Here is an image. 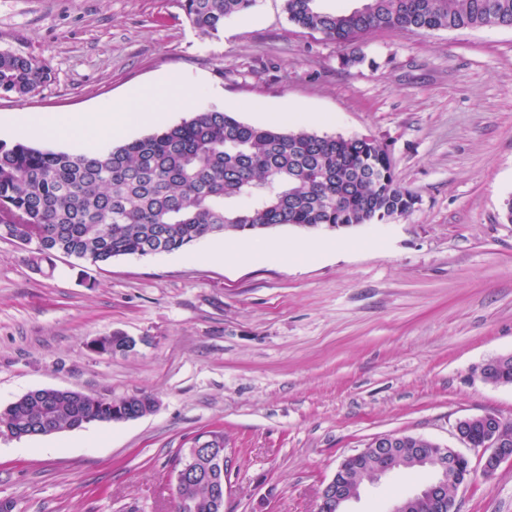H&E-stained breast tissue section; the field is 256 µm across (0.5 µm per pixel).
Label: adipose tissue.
Instances as JSON below:
<instances>
[{
    "label": "adipose tissue",
    "instance_id": "ef3b65f1",
    "mask_svg": "<svg viewBox=\"0 0 512 512\" xmlns=\"http://www.w3.org/2000/svg\"><path fill=\"white\" fill-rule=\"evenodd\" d=\"M189 105L190 95L183 82L176 77H165L133 90L112 108L79 113L22 112L14 126L22 137L47 136L96 149L129 130L161 125L171 114Z\"/></svg>",
    "mask_w": 512,
    "mask_h": 512
}]
</instances>
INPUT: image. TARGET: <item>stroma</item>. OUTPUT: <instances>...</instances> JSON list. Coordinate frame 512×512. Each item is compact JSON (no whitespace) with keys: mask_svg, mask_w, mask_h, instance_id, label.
<instances>
[{"mask_svg":"<svg viewBox=\"0 0 512 512\" xmlns=\"http://www.w3.org/2000/svg\"><path fill=\"white\" fill-rule=\"evenodd\" d=\"M346 46L259 0L219 36L178 0H0V50L51 80L0 97V140L19 112H88L165 74L195 104L267 125L367 137L389 154L414 208L386 224L266 232L318 258L190 261L183 252L105 265L61 256L37 270L0 241V406L37 389L115 399L147 393L144 417L0 439V501L13 512H171L172 460L224 430V512H316L342 458L375 435L458 448L457 421L512 420V386L479 367L512 354V27L374 31ZM121 331L136 348L100 356ZM417 483L383 478L349 512H391ZM458 512H512V461L455 492ZM122 336H117V340L114 341L113 347H112V338L114 339V336L116 334L114 333H108L106 335L100 336L97 339L91 341V342H97L100 350L107 354H117V353H127L129 352L128 349L133 348L136 346V340L132 336H128L127 334L121 333ZM90 342V343H91ZM89 343V344H90ZM87 344V346L89 345ZM89 350L100 355H106L101 353L94 344H91L88 346Z\"/></svg>","mask_w":512,"mask_h":512,"instance_id":"obj_1","label":"stroma"}]
</instances>
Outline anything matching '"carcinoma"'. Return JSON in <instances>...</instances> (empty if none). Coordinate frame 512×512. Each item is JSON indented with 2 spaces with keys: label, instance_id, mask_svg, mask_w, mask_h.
<instances>
[{
  "label": "carcinoma",
  "instance_id": "obj_1",
  "mask_svg": "<svg viewBox=\"0 0 512 512\" xmlns=\"http://www.w3.org/2000/svg\"><path fill=\"white\" fill-rule=\"evenodd\" d=\"M258 0H179L203 37L252 10ZM288 21L349 44L375 30H457L512 26V0H364L330 10L321 0H283ZM50 81L38 60L0 50V97L22 100ZM416 203L388 153L365 137L256 127L217 107L107 151H53L0 142V239L29 247L37 269L59 255L108 264L115 258L181 251L202 238L257 236L267 226L348 228L408 213ZM151 407L146 393L123 397ZM109 409L81 391H31L0 408V425L21 436L105 422ZM212 512L204 477L183 484Z\"/></svg>",
  "mask_w": 512,
  "mask_h": 512
}]
</instances>
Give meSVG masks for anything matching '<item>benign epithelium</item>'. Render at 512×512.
I'll use <instances>...</instances> for the list:
<instances>
[{
  "label": "benign epithelium",
  "mask_w": 512,
  "mask_h": 512,
  "mask_svg": "<svg viewBox=\"0 0 512 512\" xmlns=\"http://www.w3.org/2000/svg\"><path fill=\"white\" fill-rule=\"evenodd\" d=\"M482 420L488 425V434L482 448L481 472L485 477H491L504 462L512 461V442L503 437L500 427L503 418L494 413H484L476 417H468L458 421L455 425L456 438L469 443L465 433L467 424L474 420ZM408 440V437L396 434H381L373 437L360 451L350 454L342 459L338 470H354L358 462L370 465L377 478L395 471L396 461L399 458L397 446ZM417 441L425 444L423 448L412 449L415 464L431 471L433 480L419 493L403 498L397 502L392 512H408L411 508H418L423 512H456L453 494L448 492L445 485V475L450 470L461 473L457 485L469 482L475 474V468L470 459L453 448H447L439 443L419 437ZM209 460L208 478L212 485L211 508L213 512H224V483L221 474L224 473V452L215 448L204 450ZM199 448L184 449L179 468L175 471L176 484L180 485L187 479L201 474L197 468ZM356 496L354 492L347 491V482L332 477L323 487L317 504V512H345L346 503Z\"/></svg>",
  "instance_id": "1"
}]
</instances>
